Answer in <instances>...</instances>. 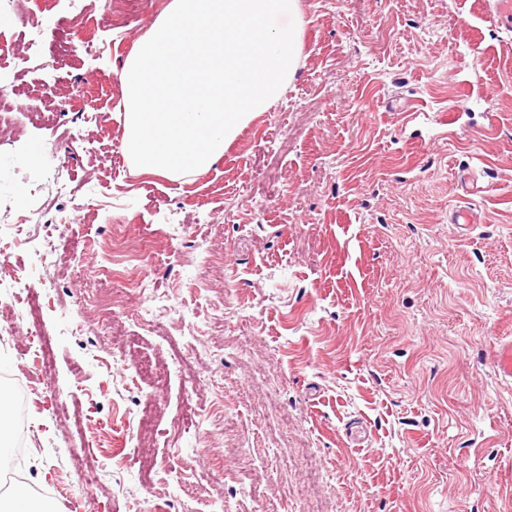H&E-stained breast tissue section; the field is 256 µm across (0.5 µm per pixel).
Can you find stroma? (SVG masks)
Returning a JSON list of instances; mask_svg holds the SVG:
<instances>
[{"mask_svg": "<svg viewBox=\"0 0 512 512\" xmlns=\"http://www.w3.org/2000/svg\"><path fill=\"white\" fill-rule=\"evenodd\" d=\"M116 2L14 0L31 24L4 32L0 304L15 329L0 335V384L26 411L14 474L62 512H512V386L492 367L497 336L512 333V23L494 19L495 0H302L303 56L285 93L189 184L138 172L120 150V71L168 0L131 13ZM87 16L89 53L74 37ZM30 43L32 69L17 63ZM459 69L491 97L465 95ZM45 83L70 100L50 127L34 120L50 108ZM90 97L103 103L91 119ZM32 146L40 165L23 159ZM261 156L281 187L268 206L247 191ZM468 172L471 195L457 185ZM46 201L50 243L16 221ZM463 201L482 217L465 234L448 221ZM112 275L143 285L139 301L112 305L120 318L137 304L132 345L96 303ZM158 316L169 335L150 326ZM39 350L52 359L40 373ZM141 361L169 366L162 398L138 378ZM269 398L293 428L275 431ZM150 400L158 467L146 474L136 434ZM188 404L200 421L185 428ZM227 419L241 452L225 451ZM305 443L325 469L315 502L284 492ZM77 448L99 476L91 496L71 472Z\"/></svg>", "mask_w": 512, "mask_h": 512, "instance_id": "stroma-1", "label": "stroma"}]
</instances>
